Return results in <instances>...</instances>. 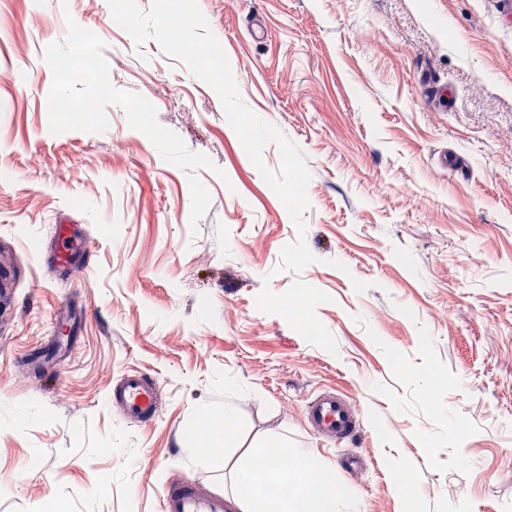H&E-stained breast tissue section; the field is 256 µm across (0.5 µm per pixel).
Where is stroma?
Returning a JSON list of instances; mask_svg holds the SVG:
<instances>
[{"instance_id":"1","label":"stroma","mask_w":512,"mask_h":512,"mask_svg":"<svg viewBox=\"0 0 512 512\" xmlns=\"http://www.w3.org/2000/svg\"><path fill=\"white\" fill-rule=\"evenodd\" d=\"M198 5L307 157L305 235L260 173L276 145L255 166L106 0H0V512H160L185 477L230 501L263 440L335 469L336 512H512V0ZM55 224L85 239L65 279L41 262ZM300 237L315 263L279 271ZM297 278L330 295L336 352L258 308ZM60 313L67 350L32 363ZM134 369L160 387L145 425L109 399ZM323 389L359 413L346 443L304 422ZM228 402L239 445L212 457L191 422Z\"/></svg>"}]
</instances>
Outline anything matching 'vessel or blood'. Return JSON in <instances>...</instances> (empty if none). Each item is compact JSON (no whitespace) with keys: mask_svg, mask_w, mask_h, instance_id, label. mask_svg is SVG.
Segmentation results:
<instances>
[{"mask_svg":"<svg viewBox=\"0 0 512 512\" xmlns=\"http://www.w3.org/2000/svg\"><path fill=\"white\" fill-rule=\"evenodd\" d=\"M55 264L63 267L80 248L79 239L69 236L65 227L56 228ZM111 401L130 421L146 423L159 411V389L154 378L137 371L124 374L111 391ZM306 425L322 438L343 442L355 435L360 427L359 416L352 401L333 389H326L311 398L304 409ZM223 495L203 492L192 479H182L168 485L161 496L160 512H225Z\"/></svg>","mask_w":512,"mask_h":512,"instance_id":"1","label":"vessel or blood"}]
</instances>
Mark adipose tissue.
Wrapping results in <instances>:
<instances>
[{
  "mask_svg": "<svg viewBox=\"0 0 512 512\" xmlns=\"http://www.w3.org/2000/svg\"><path fill=\"white\" fill-rule=\"evenodd\" d=\"M205 451L218 453L235 447L241 432V419L236 406L228 404L220 419L212 410L200 407L194 426ZM290 458L283 467L282 458ZM235 482L241 496L234 503L239 512H335L336 473L319 469L310 473L308 456L297 448L278 445L276 451L267 446L255 447L248 462L235 471Z\"/></svg>",
  "mask_w": 512,
  "mask_h": 512,
  "instance_id": "1",
  "label": "adipose tissue"
}]
</instances>
